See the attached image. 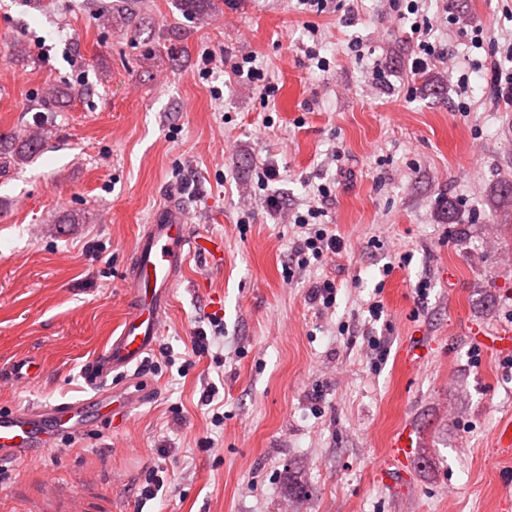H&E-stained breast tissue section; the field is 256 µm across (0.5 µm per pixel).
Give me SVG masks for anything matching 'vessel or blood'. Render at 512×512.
<instances>
[{"instance_id":"vessel-or-blood-1","label":"vessel or blood","mask_w":512,"mask_h":512,"mask_svg":"<svg viewBox=\"0 0 512 512\" xmlns=\"http://www.w3.org/2000/svg\"><path fill=\"white\" fill-rule=\"evenodd\" d=\"M198 253L208 263L223 261L218 243H205L194 238L186 213L171 207L146 225L135 245V268L126 282L132 293V304L125 312L118 336L93 360L85 372L88 385L96 392L92 400L76 399L60 404L43 405L26 411L0 414V461H23L33 449L51 448L59 436L80 433L87 425L89 409L110 417L113 425H121L133 406L145 403L148 394L139 388L128 391L108 386L113 372H124L140 366L156 346L160 327L169 307L170 295L180 279L191 253ZM493 442L499 457L512 459V421L501 422L494 430ZM414 450L413 432L401 428L389 443L393 460H407ZM45 496L65 500L63 512H82L78 493L47 481Z\"/></svg>"}]
</instances>
